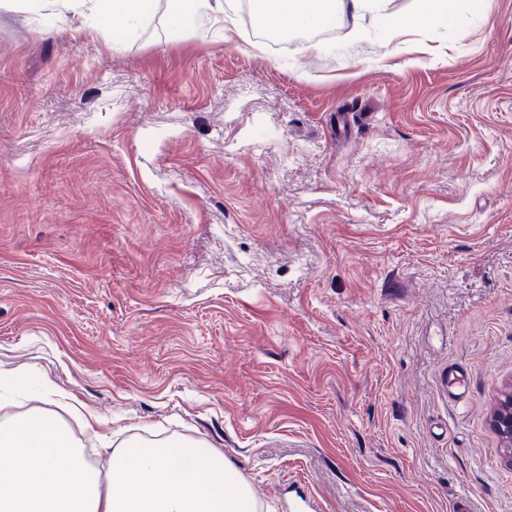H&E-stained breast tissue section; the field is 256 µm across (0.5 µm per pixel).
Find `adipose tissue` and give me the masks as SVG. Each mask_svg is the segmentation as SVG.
<instances>
[{"label": "adipose tissue", "instance_id": "1", "mask_svg": "<svg viewBox=\"0 0 512 512\" xmlns=\"http://www.w3.org/2000/svg\"><path fill=\"white\" fill-rule=\"evenodd\" d=\"M1 4L49 13L60 23L70 18L106 17L116 24L134 26L144 17V0H0ZM388 0H257L252 15L256 28L285 33L297 28L314 29L339 14L361 30L367 15L384 13ZM165 17L172 29L190 22L221 25L225 33L235 28L231 0H165Z\"/></svg>", "mask_w": 512, "mask_h": 512}]
</instances>
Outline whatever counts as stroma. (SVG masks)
Returning <instances> with one entry per match:
<instances>
[{
  "label": "stroma",
  "mask_w": 512,
  "mask_h": 512,
  "mask_svg": "<svg viewBox=\"0 0 512 512\" xmlns=\"http://www.w3.org/2000/svg\"><path fill=\"white\" fill-rule=\"evenodd\" d=\"M0 9V417L223 455L262 512H512V0L275 50ZM467 397L448 396V372ZM495 432L505 443L504 462L512 468V387L500 397L498 409L490 419Z\"/></svg>",
  "instance_id": "1"
}]
</instances>
